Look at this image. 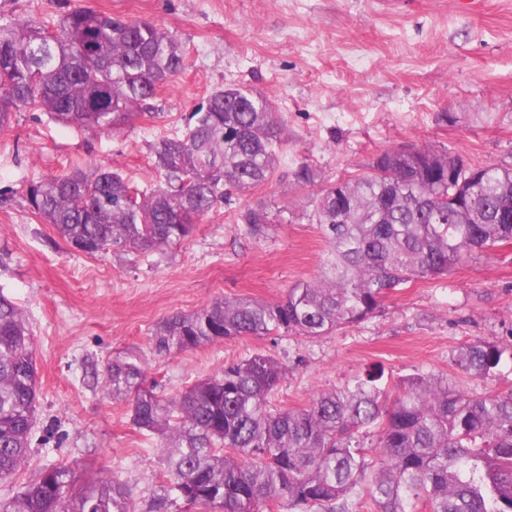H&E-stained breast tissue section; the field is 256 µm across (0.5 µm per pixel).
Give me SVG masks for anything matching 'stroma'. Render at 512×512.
I'll use <instances>...</instances> for the list:
<instances>
[{
	"mask_svg": "<svg viewBox=\"0 0 512 512\" xmlns=\"http://www.w3.org/2000/svg\"><path fill=\"white\" fill-rule=\"evenodd\" d=\"M92 7L146 19L177 40L185 69L162 88L158 118L94 134L55 123L36 106L0 131V293L24 312L39 378L38 421L26 464L0 481V501L42 468L127 486L152 512L165 481L159 436L136 429L126 403L93 382L116 355L136 356L173 396L259 352L286 374L270 401L307 406L370 368L384 381L451 373L450 357L480 337L512 343V244L466 257L447 276L413 281L374 316L323 336H243L160 356L150 330L217 297L279 300L316 278L327 246L306 214L316 189L364 172L392 149L449 152L512 168V0H0V23L54 26ZM273 100L284 142L269 182L232 195L186 241L145 253L91 256L28 210L30 182L102 167L134 185L155 180L153 145L218 87ZM309 166L315 182L294 173ZM263 207L270 228L245 233L241 211Z\"/></svg>",
	"mask_w": 512,
	"mask_h": 512,
	"instance_id": "stroma-1",
	"label": "stroma"
}]
</instances>
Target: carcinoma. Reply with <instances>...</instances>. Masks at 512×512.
Returning a JSON list of instances; mask_svg holds the SVG:
<instances>
[{"instance_id":"1","label":"carcinoma","mask_w":512,"mask_h":512,"mask_svg":"<svg viewBox=\"0 0 512 512\" xmlns=\"http://www.w3.org/2000/svg\"><path fill=\"white\" fill-rule=\"evenodd\" d=\"M181 45L155 24L75 10L55 32L37 18L0 23V129L34 105L64 126L119 132L155 118L159 89L185 69ZM282 126L274 102L241 87L213 90L186 117L182 135L152 147L160 182L140 190L96 168L32 182L26 202L71 247L147 252L188 238L233 193L267 183ZM448 153L387 150L369 171L319 189L312 223L328 244L319 276L279 301L216 298L150 330L172 355L238 336H322L376 314L391 293L442 277L475 251L512 242V170L459 166ZM267 215L240 214L265 234ZM512 364V344L477 339L452 355L454 376L417 373L392 387L369 370L308 406L272 411L285 369L255 353L195 381L174 397L145 385L134 356L112 358L101 387L127 403L134 427L159 435L168 486L154 512H345L367 492L377 512H512V389L472 392L468 383ZM38 400L31 330L0 293V480L27 461ZM0 512H136L116 480L79 482L66 464L46 467Z\"/></svg>"}]
</instances>
